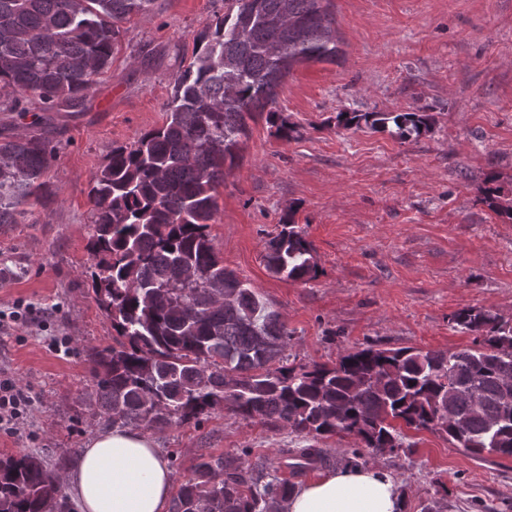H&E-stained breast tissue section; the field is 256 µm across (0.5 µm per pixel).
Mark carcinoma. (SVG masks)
Returning <instances> with one entry per match:
<instances>
[{
    "instance_id": "obj_1",
    "label": "carcinoma",
    "mask_w": 512,
    "mask_h": 512,
    "mask_svg": "<svg viewBox=\"0 0 512 512\" xmlns=\"http://www.w3.org/2000/svg\"><path fill=\"white\" fill-rule=\"evenodd\" d=\"M155 0H0V96L9 111L52 126L75 112L112 64L120 24L147 15ZM330 0H224L193 38L189 63L173 78L162 126L112 147L92 177L95 215L89 251L112 344L88 362L104 423L144 431L200 421L218 408L274 421L314 439L354 436L375 455L403 447L401 423L445 434L475 455L512 456V321L463 308L453 327L473 336L458 350H357L336 363L287 364L288 328L255 290L224 267L209 234L217 188L238 165L248 121L266 114L282 138L293 126L275 109L278 88L301 63L342 53ZM427 112H339L336 126L389 132L401 140L429 132ZM55 158L44 132L0 128V224H16L30 199L49 198ZM481 188L512 221V199ZM267 269L286 280L316 277L312 244L293 216L266 243ZM287 464L322 466V448ZM169 512H279L290 491L224 457L201 455ZM62 476L37 454L0 460V512H54Z\"/></svg>"
}]
</instances>
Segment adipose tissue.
<instances>
[{"mask_svg": "<svg viewBox=\"0 0 512 512\" xmlns=\"http://www.w3.org/2000/svg\"><path fill=\"white\" fill-rule=\"evenodd\" d=\"M80 512H167L172 473L154 440L124 427L95 434L67 480ZM280 512H404L378 466L327 473L288 494Z\"/></svg>", "mask_w": 512, "mask_h": 512, "instance_id": "obj_1", "label": "adipose tissue"}]
</instances>
